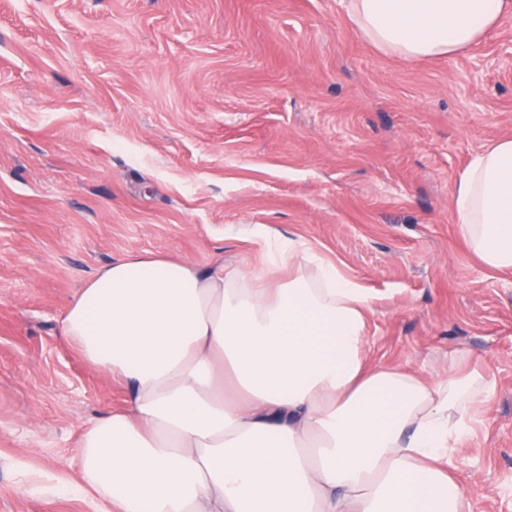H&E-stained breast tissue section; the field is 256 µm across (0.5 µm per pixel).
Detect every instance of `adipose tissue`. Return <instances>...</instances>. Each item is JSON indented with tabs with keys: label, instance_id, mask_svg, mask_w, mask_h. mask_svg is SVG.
<instances>
[{
	"label": "adipose tissue",
	"instance_id": "ef3b65f1",
	"mask_svg": "<svg viewBox=\"0 0 512 512\" xmlns=\"http://www.w3.org/2000/svg\"><path fill=\"white\" fill-rule=\"evenodd\" d=\"M380 50L459 55L512 0H347ZM459 232L512 270V137L458 181ZM259 268L129 252L74 295L60 332L124 382V408L81 430L99 512H472L451 453L491 392L479 373L428 382L367 356L373 299L303 238L272 235ZM286 266L288 280L273 279Z\"/></svg>",
	"mask_w": 512,
	"mask_h": 512
}]
</instances>
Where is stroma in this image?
Returning <instances> with one entry per match:
<instances>
[{
    "mask_svg": "<svg viewBox=\"0 0 512 512\" xmlns=\"http://www.w3.org/2000/svg\"><path fill=\"white\" fill-rule=\"evenodd\" d=\"M508 136L512 15L409 60L343 0H0V512H92L78 434L128 389L59 333L78 288L130 251L258 266L255 224L373 296V362L491 381L453 460L473 512H512V271L453 203Z\"/></svg>",
    "mask_w": 512,
    "mask_h": 512,
    "instance_id": "1",
    "label": "stroma"
}]
</instances>
